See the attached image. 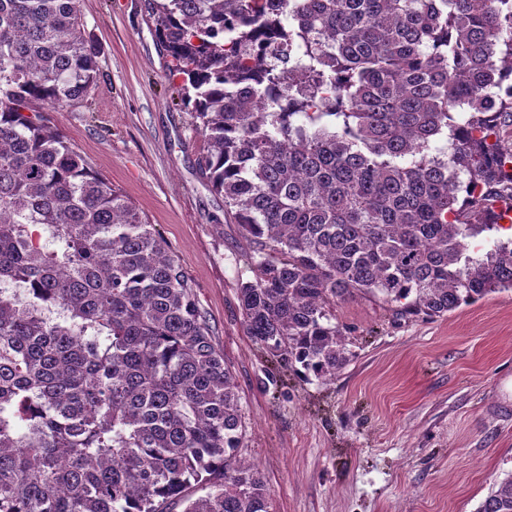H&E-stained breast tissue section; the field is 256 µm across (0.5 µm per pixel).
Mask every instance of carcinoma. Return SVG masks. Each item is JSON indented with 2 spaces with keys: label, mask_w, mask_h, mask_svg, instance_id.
Segmentation results:
<instances>
[{
  "label": "carcinoma",
  "mask_w": 512,
  "mask_h": 512,
  "mask_svg": "<svg viewBox=\"0 0 512 512\" xmlns=\"http://www.w3.org/2000/svg\"><path fill=\"white\" fill-rule=\"evenodd\" d=\"M81 2L0 0V512H272L192 281L50 120L99 75ZM149 5L269 354L331 378L338 301L433 318L512 289V238L467 244L512 209V0ZM478 512H512V476Z\"/></svg>",
  "instance_id": "1"
}]
</instances>
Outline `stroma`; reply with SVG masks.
Returning <instances> with one entry per match:
<instances>
[{"label": "stroma", "instance_id": "35a3bbf8", "mask_svg": "<svg viewBox=\"0 0 512 512\" xmlns=\"http://www.w3.org/2000/svg\"><path fill=\"white\" fill-rule=\"evenodd\" d=\"M100 75L55 125L154 224L196 286L240 395L241 462L273 512H476L512 475V290L446 316H398L357 295L337 303L347 362L303 380L246 336L237 288L248 243L196 159L204 139L168 74L149 0H82Z\"/></svg>", "mask_w": 512, "mask_h": 512}]
</instances>
